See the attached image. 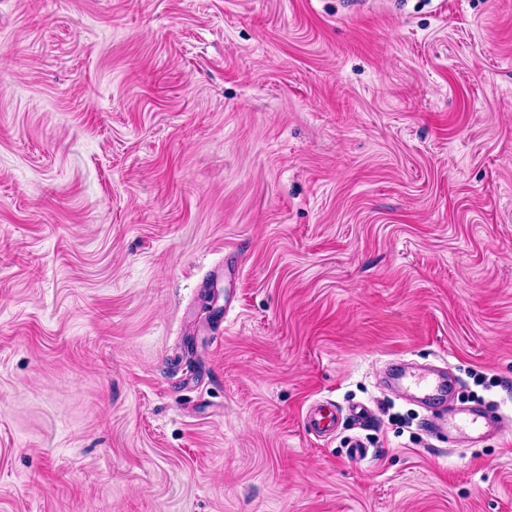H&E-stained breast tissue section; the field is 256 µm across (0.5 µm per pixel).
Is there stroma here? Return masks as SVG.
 Returning a JSON list of instances; mask_svg holds the SVG:
<instances>
[{"label": "stroma", "instance_id": "1", "mask_svg": "<svg viewBox=\"0 0 512 512\" xmlns=\"http://www.w3.org/2000/svg\"><path fill=\"white\" fill-rule=\"evenodd\" d=\"M0 512H512V0H0ZM410 377L411 380L401 385L400 389L405 392L413 391L421 402L428 403L433 399L435 392L440 391L446 394V388L448 390L446 377L439 373L411 374ZM304 425L318 437H329L336 432L339 417L334 406L316 403L310 406L304 416ZM431 433L447 431V429L465 432L469 438L477 440L487 435V417L481 410L460 409L454 410L449 417L427 419L426 423Z\"/></svg>", "mask_w": 512, "mask_h": 512}]
</instances>
